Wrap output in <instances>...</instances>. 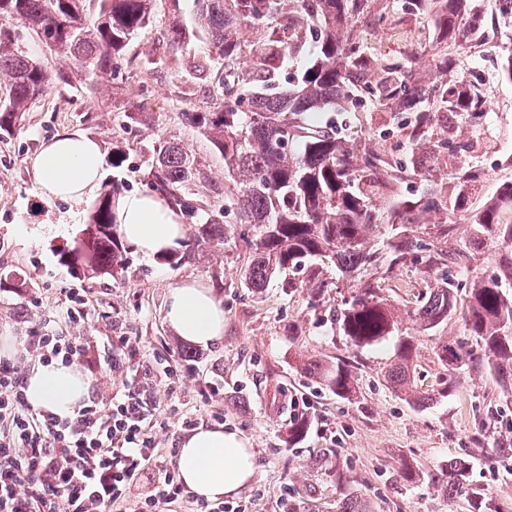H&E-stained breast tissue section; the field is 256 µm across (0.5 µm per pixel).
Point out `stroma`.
<instances>
[{
	"label": "stroma",
	"instance_id": "35a3bbf8",
	"mask_svg": "<svg viewBox=\"0 0 512 512\" xmlns=\"http://www.w3.org/2000/svg\"><path fill=\"white\" fill-rule=\"evenodd\" d=\"M169 11L159 0L152 23L128 43L126 83L111 79L48 89L33 101L19 129L0 142V338L20 350L21 338L54 320L64 334L98 340L124 336L134 361L168 362L170 383L156 388L160 406L154 433L163 452L179 447L189 426H224L250 439L256 474L237 502L250 512H278L280 490L290 484L300 512H342L356 499L361 512H504L512 507V380L488 367L460 317L419 330L408 317L425 284L412 268L396 271L382 294L399 323L398 336L358 348L334 324L317 323L305 289L273 279L267 288L247 285L243 272L251 253L241 241L197 250L172 266L125 248L118 275L93 278L63 266L59 253L80 238L90 203L49 201L40 193L31 162L42 143L63 131L99 141L104 161L113 143L126 149L123 170L106 169L124 193L145 191L143 161L166 142L178 141L202 157L215 181L224 161L209 143L181 121L183 111L204 110L206 79L194 57L213 54L208 40L191 49L173 48L167 38ZM369 47L418 56L417 79L432 80L438 57L426 41L422 17L391 13L388 22L362 20L355 27ZM512 49V26L488 46L461 55L452 74L458 83L482 80L487 115L463 130L477 148L471 162L485 178L473 184V208L482 207L496 184L512 177V83L498 77L496 61ZM177 57L181 70L141 73L146 53ZM147 112L149 124L122 128L124 113ZM186 280L212 287L224 308V338L199 347L177 336L165 320L167 297ZM85 290L91 315L86 323L64 318V289ZM411 338L414 384L431 391L420 405L408 403L388 379L399 338ZM460 345L470 360L450 370L436 355L444 343ZM319 361L344 363L355 387L352 399L336 397L303 368ZM302 418L306 435L288 440V424ZM464 461L466 492L446 495L438 480L450 460Z\"/></svg>",
	"mask_w": 512,
	"mask_h": 512
}]
</instances>
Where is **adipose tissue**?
<instances>
[{"mask_svg":"<svg viewBox=\"0 0 512 512\" xmlns=\"http://www.w3.org/2000/svg\"><path fill=\"white\" fill-rule=\"evenodd\" d=\"M32 174L45 199L87 201L103 178L101 146L80 133L57 134L41 145ZM114 215L122 239L149 259L166 255L186 233L181 212L152 192L120 197ZM166 320L177 336L203 347L224 336V309L212 288L197 281L171 289ZM87 391L86 378L74 367L39 364L28 375L25 396L35 410L66 417L83 404ZM178 469L196 497L221 499L238 494L253 480L255 453L241 434L203 425L182 438Z\"/></svg>","mask_w":512,"mask_h":512,"instance_id":"1","label":"adipose tissue"}]
</instances>
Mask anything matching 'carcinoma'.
<instances>
[{"label":"carcinoma","mask_w":512,"mask_h":512,"mask_svg":"<svg viewBox=\"0 0 512 512\" xmlns=\"http://www.w3.org/2000/svg\"><path fill=\"white\" fill-rule=\"evenodd\" d=\"M157 0H0V139L20 126L32 102L51 85H71L79 72L94 83L107 74L124 80L119 61L131 38L152 21ZM198 28L210 37L218 54L194 64L216 92L205 112L181 113L224 160V183L213 184L204 163L177 143H166L148 160L143 180L150 190L167 196L191 224V248L164 261L176 266L200 246L222 245L238 238L252 250L244 271L247 284L260 290L280 275L308 271L307 283L321 281L331 262L342 277L356 282L350 296L336 309L339 332L357 346L372 345L396 332L392 312L379 296L372 271L393 272L414 267L434 280L418 296L410 312L422 330H431L460 315L465 326L494 357L499 375H512V254L491 255L498 274L465 284L452 268L467 266L476 245L512 246V179L501 185L485 210L471 212L462 188L480 181L481 169L466 161L474 144L460 129L485 117L482 93L471 90L469 104L455 110L456 86L448 84L456 55L489 42L500 22L508 20L495 0H479L475 10L457 22L460 5L468 0H401V11L423 16L433 42L443 52L434 80L415 77L416 57L378 55L353 38L350 23L363 17L376 23L387 13L371 11L369 0H193ZM169 37L173 45L190 42L189 29L172 12ZM36 35L66 68L52 71L19 45L16 26ZM249 28L256 37L248 40ZM250 58V67L241 66ZM288 92L274 97L267 91L282 78ZM368 103L381 112H406L410 117L397 134L415 156L439 165L448 157L457 165L440 174V182L419 199L400 193L408 178L428 183L430 171L410 169L371 145L370 133L355 127L337 131L328 114L354 112ZM205 184L224 199L215 210L194 198L193 187ZM383 197L389 219L381 220L376 198ZM112 191L92 206L83 238L59 253L61 264L95 276L118 273L123 246L113 221ZM233 212L236 222H223ZM436 214L452 220L436 224V236L455 234L459 224H471L475 234L448 253L416 235L395 234L384 241L369 237L383 222L430 224ZM413 343L398 344V363L389 373L394 387L413 398L410 363ZM453 367L467 358L448 344L437 353ZM314 374L336 396H352L353 384L343 365L315 366ZM463 469L453 463L441 488L453 494L463 489Z\"/></svg>","instance_id":"carcinoma-1"}]
</instances>
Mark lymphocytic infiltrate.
Returning <instances> with one entry per match:
<instances>
[{"mask_svg":"<svg viewBox=\"0 0 512 512\" xmlns=\"http://www.w3.org/2000/svg\"><path fill=\"white\" fill-rule=\"evenodd\" d=\"M23 343L17 357L0 359V512H157L183 497L152 434L162 370L130 364L123 339L93 343L48 325ZM33 358L123 374L124 392L93 397L70 417L37 411L24 394ZM143 481L147 492L130 497Z\"/></svg>","mask_w":512,"mask_h":512,"instance_id":"lymphocytic-infiltrate-1","label":"lymphocytic infiltrate"}]
</instances>
